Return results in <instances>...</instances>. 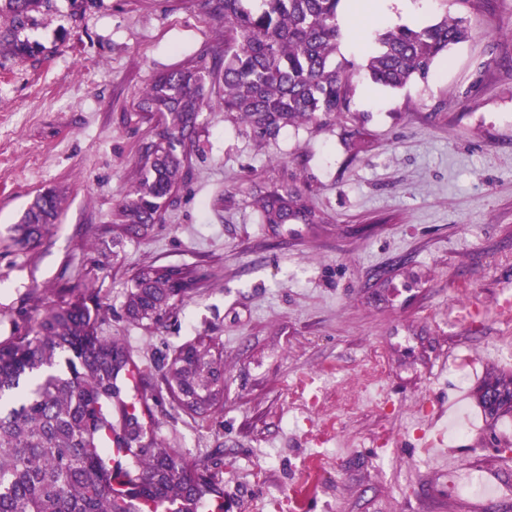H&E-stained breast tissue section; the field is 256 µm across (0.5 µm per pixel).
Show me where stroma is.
<instances>
[{"label": "stroma", "mask_w": 512, "mask_h": 512, "mask_svg": "<svg viewBox=\"0 0 512 512\" xmlns=\"http://www.w3.org/2000/svg\"><path fill=\"white\" fill-rule=\"evenodd\" d=\"M424 7L428 24L465 17L469 39L399 89L356 76L345 119L266 144L212 102L172 203L117 251L106 229L149 129L137 104L159 73L208 61L218 24L197 0H55L24 33L45 56L0 69V336L35 326L34 295L89 286L111 307L107 335L141 365L213 337L223 407L205 423L166 401L153 410L166 447L218 462L224 512H262L302 481L317 449L293 421L291 384L333 365L336 391H351L375 351L388 372L336 410L332 463L303 512H512V399L493 412L481 400L488 385L512 392V322L494 318L512 293V0ZM283 182L307 189L326 223L260 224L258 193ZM49 189L63 195L56 224L17 245L13 225ZM148 262L202 281L143 327L123 304ZM465 353L477 367L462 385L449 366ZM461 411L464 438L421 447ZM385 431L388 447H375ZM454 460L495 473L497 497L449 490Z\"/></svg>", "instance_id": "stroma-1"}]
</instances>
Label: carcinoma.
Returning <instances> with one entry per match:
<instances>
[{
  "instance_id": "obj_1",
  "label": "carcinoma",
  "mask_w": 512,
  "mask_h": 512,
  "mask_svg": "<svg viewBox=\"0 0 512 512\" xmlns=\"http://www.w3.org/2000/svg\"><path fill=\"white\" fill-rule=\"evenodd\" d=\"M345 0H200L224 25V38L200 67L154 79L138 103L162 128L144 143L137 174L112 213V245L156 223L186 176L200 113L215 94L224 117L254 138L274 140L288 126L351 112L353 76L404 87L426 78L434 62L470 36L464 17L380 32L365 64L338 61L339 12ZM54 0H0V68L5 59L42 50L20 38L53 11ZM62 198L37 195L15 226L33 245L56 223ZM261 223L324 224L298 187L275 186L257 197ZM188 265L146 263L127 288L135 324H158L196 289ZM110 307L91 288L64 289L30 332L0 339V512H224L217 468L166 448L155 434L150 400L167 396L201 419L224 399V359L198 336L149 378L118 339L103 335Z\"/></svg>"
}]
</instances>
